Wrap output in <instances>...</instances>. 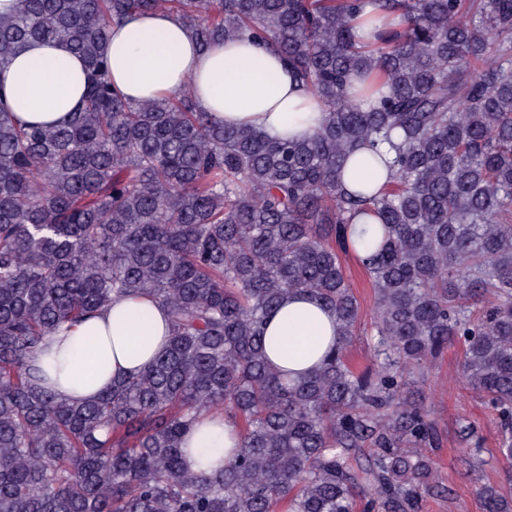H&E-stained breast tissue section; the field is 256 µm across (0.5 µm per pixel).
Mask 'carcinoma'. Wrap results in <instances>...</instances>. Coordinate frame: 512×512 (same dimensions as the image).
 Returning a JSON list of instances; mask_svg holds the SVG:
<instances>
[{
    "label": "carcinoma",
    "mask_w": 512,
    "mask_h": 512,
    "mask_svg": "<svg viewBox=\"0 0 512 512\" xmlns=\"http://www.w3.org/2000/svg\"><path fill=\"white\" fill-rule=\"evenodd\" d=\"M0 68L28 42L82 57L84 105L46 127L0 103V512H421L449 494L427 363L462 346V378L500 423L512 473V0H20ZM167 10L201 47L259 41L321 102L309 140L201 111L190 90L133 102L109 31ZM387 144L389 180L343 187L356 149ZM377 223L356 234L355 217ZM375 293L374 363L347 360ZM336 313V350L288 380L265 326L284 296ZM167 308L165 350L97 398L40 384L34 355L116 297ZM240 434L209 473L184 464L205 413ZM466 459L482 453L460 426ZM484 512L512 495L475 488ZM343 270L360 302L361 328L364 325L368 327L370 325L373 312V289L371 288L362 267L354 257L349 256L343 260Z\"/></svg>",
    "instance_id": "1"
}]
</instances>
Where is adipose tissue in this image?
I'll return each mask as SVG.
<instances>
[{"instance_id": "adipose-tissue-1", "label": "adipose tissue", "mask_w": 512, "mask_h": 512, "mask_svg": "<svg viewBox=\"0 0 512 512\" xmlns=\"http://www.w3.org/2000/svg\"><path fill=\"white\" fill-rule=\"evenodd\" d=\"M112 83L127 99H158L192 88L198 107L227 123L289 139L309 138L324 114L283 61L264 46L219 41L200 47L192 30L165 11L142 13L112 29L107 46ZM86 69L81 57L59 43L35 41L0 68V97L21 122L56 126L83 105ZM150 313L148 324L135 319ZM336 316L314 299L288 294L269 319L266 356L272 368L295 379L318 367L337 341ZM165 310L147 298L114 301L102 313L57 337L37 365L46 385L61 396L85 402L114 380L147 366L166 346ZM95 342L90 363H82L86 339ZM238 432L220 414L200 418L185 442L188 470L222 466Z\"/></svg>"}]
</instances>
